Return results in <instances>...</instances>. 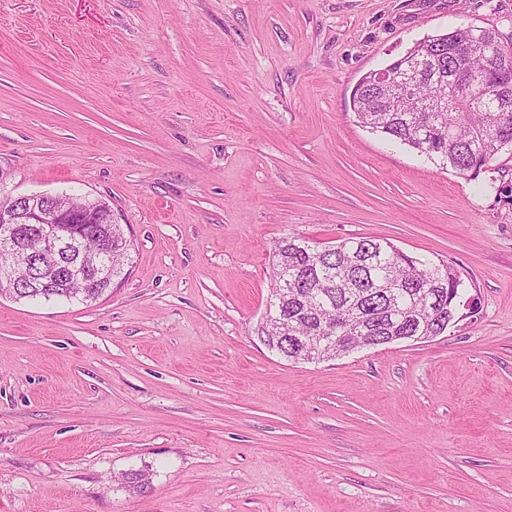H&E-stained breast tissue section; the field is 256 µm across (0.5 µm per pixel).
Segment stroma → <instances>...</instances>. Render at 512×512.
I'll list each match as a JSON object with an SVG mask.
<instances>
[{
    "label": "stroma",
    "instance_id": "obj_1",
    "mask_svg": "<svg viewBox=\"0 0 512 512\" xmlns=\"http://www.w3.org/2000/svg\"><path fill=\"white\" fill-rule=\"evenodd\" d=\"M458 26L512 48V0H0L11 188L133 244L96 302L0 298V512H512V153L465 179L351 108ZM295 234L450 265L480 311L285 360L257 326Z\"/></svg>",
    "mask_w": 512,
    "mask_h": 512
}]
</instances>
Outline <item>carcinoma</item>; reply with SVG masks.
Wrapping results in <instances>:
<instances>
[{"label": "carcinoma", "instance_id": "carcinoma-1", "mask_svg": "<svg viewBox=\"0 0 512 512\" xmlns=\"http://www.w3.org/2000/svg\"><path fill=\"white\" fill-rule=\"evenodd\" d=\"M462 42L472 46L466 66L476 76L477 92L459 104L453 99L452 67L453 53ZM497 44L511 56L506 69L488 58L487 48ZM418 57L444 60L442 72L425 75L416 91L423 98L443 99L445 111H400L401 103L382 97L370 73L352 93L353 111L363 127L439 160L443 169L474 177L504 143L512 144V112L492 108L484 92L491 84L512 85V50L501 45L493 29L457 27L416 41L394 66L405 67ZM128 251L122 225H112V277L122 274ZM461 286L451 266L426 264L384 239L349 237L327 251L288 236L273 252L272 288L258 334L270 349L294 361L304 350L299 337L331 328L339 346L320 353L322 360H332L336 348H351L358 336H388L394 343L448 326Z\"/></svg>", "mask_w": 512, "mask_h": 512}]
</instances>
